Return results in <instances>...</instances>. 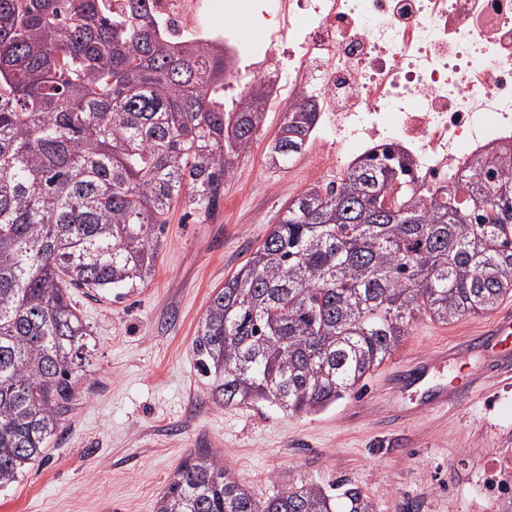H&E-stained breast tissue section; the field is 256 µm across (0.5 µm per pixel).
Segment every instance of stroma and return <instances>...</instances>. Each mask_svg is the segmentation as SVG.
Returning a JSON list of instances; mask_svg holds the SVG:
<instances>
[{"mask_svg":"<svg viewBox=\"0 0 512 512\" xmlns=\"http://www.w3.org/2000/svg\"><path fill=\"white\" fill-rule=\"evenodd\" d=\"M208 23L238 45L234 61L262 58L259 34L241 12L210 0ZM282 123L267 112L247 154L224 183L212 221L174 203L155 271L123 298L73 289L91 352L74 406L44 453L0 490V512H156L177 466L198 450L218 454L259 498L283 485L344 481L368 494L376 512H505L512 502V381L489 378L466 390L486 354L439 364L393 395L389 378L422 365L491 313L451 324L416 319L399 350L366 378L361 393L320 411L267 402L222 406L201 375L193 339L214 289L265 239L290 200L314 182L306 156L270 167ZM456 390L448 410L419 406L441 387Z\"/></svg>","mask_w":512,"mask_h":512,"instance_id":"stroma-1","label":"stroma"}]
</instances>
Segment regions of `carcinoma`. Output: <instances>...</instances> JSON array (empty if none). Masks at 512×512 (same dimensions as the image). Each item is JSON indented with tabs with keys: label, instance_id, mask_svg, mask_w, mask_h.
Wrapping results in <instances>:
<instances>
[{
	"label": "carcinoma",
	"instance_id": "cac0c4a2",
	"mask_svg": "<svg viewBox=\"0 0 512 512\" xmlns=\"http://www.w3.org/2000/svg\"><path fill=\"white\" fill-rule=\"evenodd\" d=\"M0 0V488L72 410L87 328L69 289L154 271L171 206L213 219L262 128L265 92L226 101L224 54L173 46L151 0ZM317 112L304 97L270 149L285 169ZM471 170L417 197L397 154L368 153L288 202L211 296L194 338L212 400L324 408L402 345L418 316L448 324L512 293V177ZM157 512H375L351 483L261 500L217 454L186 458Z\"/></svg>",
	"mask_w": 512,
	"mask_h": 512
}]
</instances>
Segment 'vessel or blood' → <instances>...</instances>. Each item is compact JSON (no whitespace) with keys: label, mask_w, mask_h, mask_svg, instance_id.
I'll use <instances>...</instances> for the list:
<instances>
[{"label":"vessel or blood","mask_w":512,"mask_h":512,"mask_svg":"<svg viewBox=\"0 0 512 512\" xmlns=\"http://www.w3.org/2000/svg\"><path fill=\"white\" fill-rule=\"evenodd\" d=\"M486 348L492 351L488 368L476 369L470 376L469 389L474 393L482 390L487 371H494L504 377L512 376L511 312L498 314L483 326L480 335L460 337L453 346L437 351L433 359L445 362Z\"/></svg>","instance_id":"1"}]
</instances>
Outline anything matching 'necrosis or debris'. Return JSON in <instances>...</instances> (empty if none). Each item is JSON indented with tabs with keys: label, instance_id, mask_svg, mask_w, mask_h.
<instances>
[{
	"label": "necrosis or debris",
	"instance_id": "4bbe7bcc",
	"mask_svg": "<svg viewBox=\"0 0 512 512\" xmlns=\"http://www.w3.org/2000/svg\"><path fill=\"white\" fill-rule=\"evenodd\" d=\"M266 106L310 97L334 138L314 153L354 162L387 149L410 164L422 197L476 156L512 155V0H269ZM205 0H153L162 21L205 47L235 49L203 18Z\"/></svg>",
	"mask_w": 512,
	"mask_h": 512
}]
</instances>
